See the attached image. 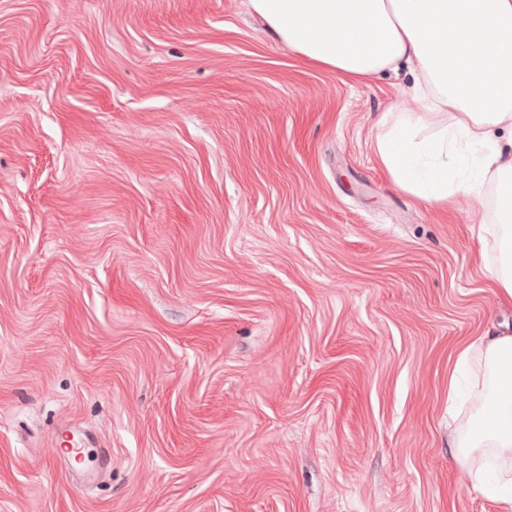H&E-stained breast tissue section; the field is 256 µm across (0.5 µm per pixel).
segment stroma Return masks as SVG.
Segmentation results:
<instances>
[{
  "mask_svg": "<svg viewBox=\"0 0 512 512\" xmlns=\"http://www.w3.org/2000/svg\"><path fill=\"white\" fill-rule=\"evenodd\" d=\"M418 80L247 0H0V512H498L448 455L496 252L376 159Z\"/></svg>",
  "mask_w": 512,
  "mask_h": 512,
  "instance_id": "1",
  "label": "stroma"
}]
</instances>
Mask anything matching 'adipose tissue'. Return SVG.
Returning <instances> with one entry per match:
<instances>
[{
	"instance_id": "obj_1",
	"label": "adipose tissue",
	"mask_w": 512,
	"mask_h": 512,
	"mask_svg": "<svg viewBox=\"0 0 512 512\" xmlns=\"http://www.w3.org/2000/svg\"><path fill=\"white\" fill-rule=\"evenodd\" d=\"M267 31L300 59L352 81L408 68L421 74L412 106L376 141L388 181L423 204L467 197L473 215L485 201L478 185L496 181L498 221L485 232L497 259L487 278L512 305V0H248ZM484 396L466 439L449 437L452 458L474 452L512 457V335L474 337L448 377L456 400L460 375Z\"/></svg>"
}]
</instances>
